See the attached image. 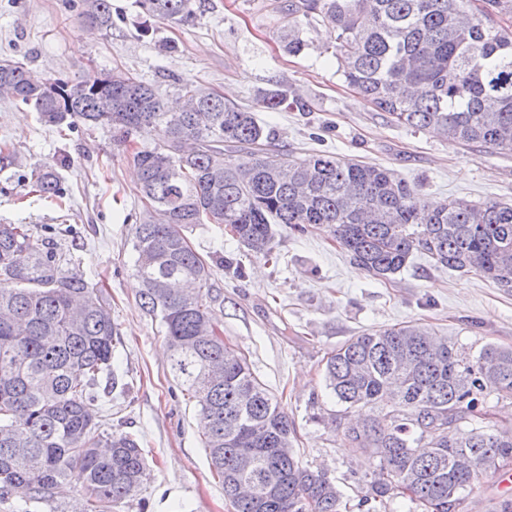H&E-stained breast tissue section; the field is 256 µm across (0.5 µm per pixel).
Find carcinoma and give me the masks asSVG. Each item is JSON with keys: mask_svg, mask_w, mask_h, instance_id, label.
<instances>
[{"mask_svg": "<svg viewBox=\"0 0 512 512\" xmlns=\"http://www.w3.org/2000/svg\"><path fill=\"white\" fill-rule=\"evenodd\" d=\"M470 0H293L277 32L288 54L309 48L298 17L336 28L337 71L393 122L466 146L512 152V29L470 15ZM78 17L112 30L110 0H78ZM140 36L152 23L183 25L192 0H138ZM178 112L122 72L35 79L0 62V96L73 129L109 124L127 140L158 132L132 155L144 211L133 228L140 305L165 328L170 369L195 399L212 469L233 512H341L342 493L291 451L294 423L246 359L218 337L211 271L185 230L229 229L272 256L274 224L323 228L377 279L416 254L477 271L512 290V204L451 198L432 204L386 168L331 153L290 159L255 111L289 104L280 89L243 108L182 82ZM38 191L63 195L47 167ZM26 224H0V506L7 512H113L135 496L146 457L130 432L100 429L92 406L119 384L112 307L101 287L61 269L54 248L32 249ZM327 387L350 408L378 415L344 431L348 447L378 459L374 496H402L451 512L483 472L512 460V432L473 425L485 392L512 397V348L473 358L419 323L351 338L325 366ZM105 387H100L101 382ZM80 491L70 507L65 488Z\"/></svg>", "mask_w": 512, "mask_h": 512, "instance_id": "cac0c4a2", "label": "carcinoma"}]
</instances>
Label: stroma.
<instances>
[{
	"mask_svg": "<svg viewBox=\"0 0 512 512\" xmlns=\"http://www.w3.org/2000/svg\"><path fill=\"white\" fill-rule=\"evenodd\" d=\"M287 2L195 0L192 23L159 22L142 38L136 0H112L122 19L108 32L83 25L74 0H0V60L64 80L121 69L170 105L183 81L242 106L279 86L308 106L258 112L284 152L326 151L390 169L429 202L512 200V153L469 149L391 123L337 73L334 29L302 22L309 49L285 53L277 29ZM158 142L152 132L125 144L107 125L63 131L0 98V224L31 225L34 247L51 240L59 253L80 255L84 277L105 286L125 391L95 416L104 430L135 434L147 456L139 495L116 512H231L202 446L196 402L174 381L164 329L144 314L134 286L133 226L142 204L131 152ZM62 157L70 160L57 167L65 199L39 196L35 174ZM186 235L211 270L225 344L245 357L294 422L296 456L336 478L343 512H366L360 502L372 494L377 461L346 446L343 431L362 414L345 409L326 387L334 350L405 322L433 327L470 357L488 344L512 347V291L478 273L451 271L418 254L391 279H377L356 270L321 228L301 235L277 225L275 265L217 225L200 224ZM502 500H512V466L480 476L455 512H490Z\"/></svg>",
	"mask_w": 512,
	"mask_h": 512,
	"instance_id": "obj_1",
	"label": "stroma"
}]
</instances>
